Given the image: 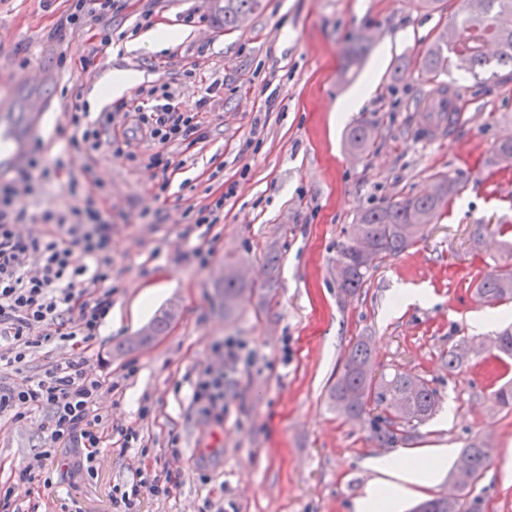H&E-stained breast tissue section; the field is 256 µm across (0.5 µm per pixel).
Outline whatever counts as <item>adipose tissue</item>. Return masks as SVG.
I'll return each instance as SVG.
<instances>
[{
  "instance_id": "obj_1",
  "label": "adipose tissue",
  "mask_w": 512,
  "mask_h": 512,
  "mask_svg": "<svg viewBox=\"0 0 512 512\" xmlns=\"http://www.w3.org/2000/svg\"><path fill=\"white\" fill-rule=\"evenodd\" d=\"M448 451L436 449L427 457L423 468L416 469L396 457L378 458L374 468L380 478L367 490L365 497L359 500L357 512H374L375 508H384L385 512H394L399 502L419 486L430 484L443 469Z\"/></svg>"
}]
</instances>
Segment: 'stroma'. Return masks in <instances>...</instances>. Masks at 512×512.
Segmentation results:
<instances>
[{
  "label": "stroma",
  "instance_id": "1",
  "mask_svg": "<svg viewBox=\"0 0 512 512\" xmlns=\"http://www.w3.org/2000/svg\"><path fill=\"white\" fill-rule=\"evenodd\" d=\"M68 6L0 0V98L13 99L21 119L29 99L47 104L26 160H40L41 142L68 152L67 170L52 180L30 169L29 213L67 210L64 185L85 166L107 185L112 309L86 356L112 384L99 414L114 433L136 427L141 441L123 448L108 437L92 475L78 467L85 449H58L52 485L16 486L18 500L37 502L39 512H113V486L149 468L178 474V485L170 496L141 499L138 512H356L378 477L369 459L394 454L418 465L431 449H449L455 458L480 440L492 450L473 487L481 512H512V472L503 468L512 452V408L492 397L512 380V367L484 350L452 372L443 362L464 340H487L512 325V302L486 306L475 291L500 250L472 242L475 225L512 224V166L492 162L497 142L512 135V76L451 73L464 117L450 135L421 136L419 103L431 85L416 59L460 0H440L432 11L418 0H259L230 32L212 0H119L93 26L111 35L110 48L85 67L86 35L59 26ZM147 6L154 11L149 27L141 24ZM175 27L186 36L173 47H124ZM360 36L370 48L346 67L344 52ZM26 59L44 65V85H18ZM117 71L137 74L143 86L171 85L188 109L209 84H221L203 116L208 140L172 146L188 165L170 180L145 166L156 146L129 134L118 109L134 89L103 101L116 110L115 145L92 158L67 145L64 103L104 87ZM368 81L369 98L336 121V103ZM361 120L380 134L357 155L345 133ZM439 176L460 183L442 216L405 252L371 269L355 294L344 293L336 257L357 215L426 194ZM219 195L225 202L218 223H195L188 206ZM270 251L278 257L273 266L265 258ZM230 264L249 291L228 317L221 287ZM402 288L424 296L396 305ZM167 307L175 316L164 336L124 349ZM361 336L370 341L377 372L420 375L440 396L439 410L413 442L380 446L367 421L329 405L328 388ZM209 373L224 377L220 422L194 399L197 381ZM38 441L36 422L0 419V483Z\"/></svg>",
  "mask_w": 512,
  "mask_h": 512
}]
</instances>
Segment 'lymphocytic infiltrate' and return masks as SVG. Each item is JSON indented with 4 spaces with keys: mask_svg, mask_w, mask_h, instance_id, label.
Instances as JSON below:
<instances>
[{
    "mask_svg": "<svg viewBox=\"0 0 512 512\" xmlns=\"http://www.w3.org/2000/svg\"><path fill=\"white\" fill-rule=\"evenodd\" d=\"M214 86L195 110L185 111L176 92L166 84L138 88L131 118L158 149L148 157L150 167L168 175L182 164L171 145L207 140L209 132L199 113L211 104ZM64 116L72 129L70 143L87 153L111 142L113 115L91 116L87 103L74 96ZM66 191L73 204L68 213L46 209L36 216L40 229L21 232L29 218L25 199L33 188L26 180L0 186V415L14 422L30 421L43 412L41 444L14 471L15 484L50 485V466L60 448L86 449L87 462L104 442L106 424L95 405L103 383L83 353L74 351L51 361L40 377L29 376L32 355L51 345L89 342L112 308V265L105 254L112 226L94 205L105 184L93 177L70 178ZM94 259V266L77 263L74 254ZM160 477L136 474L128 485L114 487L112 504L132 512L141 497L169 493Z\"/></svg>",
    "mask_w": 512,
    "mask_h": 512,
    "instance_id": "obj_1",
    "label": "lymphocytic infiltrate"
}]
</instances>
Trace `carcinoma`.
<instances>
[{"mask_svg":"<svg viewBox=\"0 0 512 512\" xmlns=\"http://www.w3.org/2000/svg\"><path fill=\"white\" fill-rule=\"evenodd\" d=\"M259 0H213L214 11L224 16V30L235 29L252 13ZM497 66L512 74V0H461L456 19L443 28L419 57V70L431 83L456 69L474 76ZM379 135L378 126L362 122L346 134V146L363 153ZM460 191L452 178H438L425 196H406L386 205L363 210L356 219L358 232L377 240L380 258L405 252L423 237L428 225L435 223L441 211ZM512 229L505 224L475 225L472 239L480 246L487 235L505 237ZM367 268H352L337 285L352 294L367 281ZM246 291L241 277L231 267L224 273V314L236 310ZM476 293L481 302L496 305L512 301V265L497 266L484 272ZM174 314L164 309L126 347L150 344L168 329ZM493 349L500 358H512V329H505L492 338ZM336 410L349 419L371 415L370 427L376 440L392 447L413 439L416 429L435 414L439 398L424 378L407 372L375 375L368 341L357 339L351 346L336 382L329 389ZM492 448L476 441L463 449L461 455L469 462L472 482L464 497L453 502L436 496L420 502L413 512H479V499L470 497L477 481L491 458Z\"/></svg>","mask_w":512,"mask_h":512,"instance_id":"1","label":"carcinoma"}]
</instances>
